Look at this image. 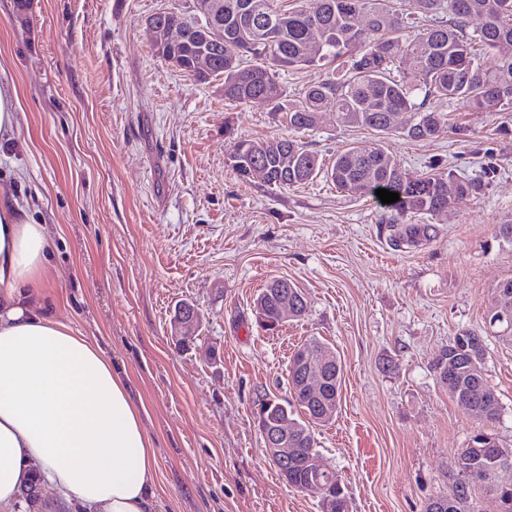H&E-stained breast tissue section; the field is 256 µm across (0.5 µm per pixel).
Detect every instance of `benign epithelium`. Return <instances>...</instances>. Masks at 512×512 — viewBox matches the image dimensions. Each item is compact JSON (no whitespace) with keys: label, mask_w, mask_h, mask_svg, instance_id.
<instances>
[{"label":"benign epithelium","mask_w":512,"mask_h":512,"mask_svg":"<svg viewBox=\"0 0 512 512\" xmlns=\"http://www.w3.org/2000/svg\"><path fill=\"white\" fill-rule=\"evenodd\" d=\"M193 11L199 16L214 18L224 12V0H193ZM183 17L175 11L161 14L157 19L147 24V33L151 43L163 50L167 62L176 68L187 67L199 79L208 78L212 68V53L201 50L185 55L178 50L179 40L176 30ZM275 298L278 319L284 323L298 317L302 305L301 298L289 290H280L272 293H262L255 302L258 316H264L268 299ZM498 308L496 317L492 322L505 319L512 314V292L502 288L497 289ZM202 322L201 313L195 309L178 313L175 323L185 331L194 330ZM338 361L335 350H326L318 353L315 348L303 349L296 353V366L291 369L289 380L294 394L303 396L313 402L317 415L313 421L319 422L335 414L336 400L328 397V376L334 372ZM276 408L275 400L268 397L262 399L257 406L255 422L263 439L269 459L273 464L279 465L282 470L288 469V462L297 456V428L290 418L287 410L272 415L268 411ZM489 463L482 464L473 469V474L489 476L498 480V475L505 471H512V465L502 458L489 453ZM306 489H315L320 495L321 512H336V489L328 488L320 482H310Z\"/></svg>","instance_id":"obj_1"}]
</instances>
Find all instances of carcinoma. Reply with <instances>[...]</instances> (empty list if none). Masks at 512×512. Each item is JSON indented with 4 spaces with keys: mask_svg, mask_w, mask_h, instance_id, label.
I'll return each mask as SVG.
<instances>
[{
    "mask_svg": "<svg viewBox=\"0 0 512 512\" xmlns=\"http://www.w3.org/2000/svg\"><path fill=\"white\" fill-rule=\"evenodd\" d=\"M283 0H224V18L210 23L191 20L180 32L192 47L202 44L196 38L200 28L210 33L208 50L214 53L211 78L224 80V99L244 104L262 95L272 110L283 117L290 130H306L317 125L321 113H336L342 122L367 128L380 135L391 132L387 115L413 112L419 125L405 135L411 139H435L448 132L442 113L426 107L429 98L456 101L468 109L499 107L512 109V0H405L408 10L428 14L448 10L453 14L448 25L424 33L407 35L404 13L388 0H319L320 11H308V0L283 8ZM278 20L276 40L271 42L265 17ZM470 18L480 20V28L468 33ZM316 26L324 37V52L316 60L306 56L309 29ZM237 38L241 57L232 67L224 59V42ZM487 51L496 58L492 68L477 61ZM404 59L409 68L394 75L395 64ZM329 69L318 81L308 85L295 98L288 97L280 84V73L303 66ZM231 167L242 177L254 164L269 169L272 189L299 186L324 172L316 152L284 134L271 139H240L229 156ZM288 167V179L279 169ZM336 188L351 194L373 196L378 189L399 194L387 208L402 214L416 211L434 214L439 207L458 201L479 188L475 181L458 182L445 172L417 180L405 178L397 160L379 145L369 151L349 147L336 153L326 170ZM487 349L455 344L443 349L438 359L439 376L456 371L460 387L469 391L477 386L476 416L486 422L501 414L499 398L486 377ZM303 437L298 456L282 479L298 491L309 482L306 457L315 451L313 427L297 421ZM474 448H459L454 453L451 492L439 500L450 503L444 512H473L472 493L480 489L496 502L497 512H512V487L505 489L470 475V454ZM41 478H28L19 492V502L33 508L40 499Z\"/></svg>",
    "mask_w": 512,
    "mask_h": 512,
    "instance_id": "1",
    "label": "carcinoma"
}]
</instances>
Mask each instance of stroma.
Returning a JSON list of instances; mask_svg holds the SVG:
<instances>
[{
    "instance_id": "stroma-1",
    "label": "stroma",
    "mask_w": 512,
    "mask_h": 512,
    "mask_svg": "<svg viewBox=\"0 0 512 512\" xmlns=\"http://www.w3.org/2000/svg\"><path fill=\"white\" fill-rule=\"evenodd\" d=\"M191 0H0V67L18 125L0 147V187L54 234L55 316L129 375L155 442L154 512H321L268 458L257 392L290 399L289 360L317 339L343 367L340 406L315 427L351 512H424L447 494L456 449L480 431L512 448V342L485 323L512 278V112L433 100L449 132L414 140L323 113L294 137L324 163L383 144L408 178L445 171L481 186L447 211L388 223L372 196L328 178L272 190L228 157L240 137L285 127L269 104H233L193 80L145 35L153 15ZM303 291L298 320L264 327L271 281ZM194 304L201 331L178 346L171 320ZM471 331L488 344L491 424L439 380L441 349Z\"/></svg>"
}]
</instances>
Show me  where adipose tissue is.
Wrapping results in <instances>:
<instances>
[{
  "mask_svg": "<svg viewBox=\"0 0 512 512\" xmlns=\"http://www.w3.org/2000/svg\"><path fill=\"white\" fill-rule=\"evenodd\" d=\"M52 240L0 190V512L31 471L82 512H151L158 460L127 374L44 311Z\"/></svg>",
  "mask_w": 512,
  "mask_h": 512,
  "instance_id": "obj_1",
  "label": "adipose tissue"
}]
</instances>
